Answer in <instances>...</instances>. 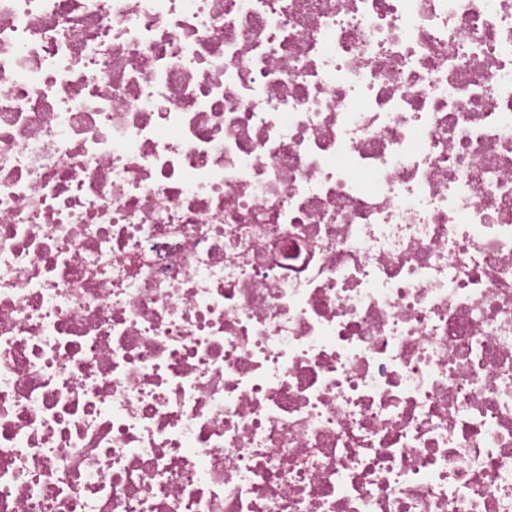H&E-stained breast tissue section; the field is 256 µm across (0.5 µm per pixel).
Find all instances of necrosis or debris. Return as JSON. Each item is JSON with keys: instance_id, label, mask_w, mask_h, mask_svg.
Masks as SVG:
<instances>
[{"instance_id": "4bbe7bcc", "label": "necrosis or debris", "mask_w": 512, "mask_h": 512, "mask_svg": "<svg viewBox=\"0 0 512 512\" xmlns=\"http://www.w3.org/2000/svg\"><path fill=\"white\" fill-rule=\"evenodd\" d=\"M0 512H512V0H0Z\"/></svg>"}]
</instances>
